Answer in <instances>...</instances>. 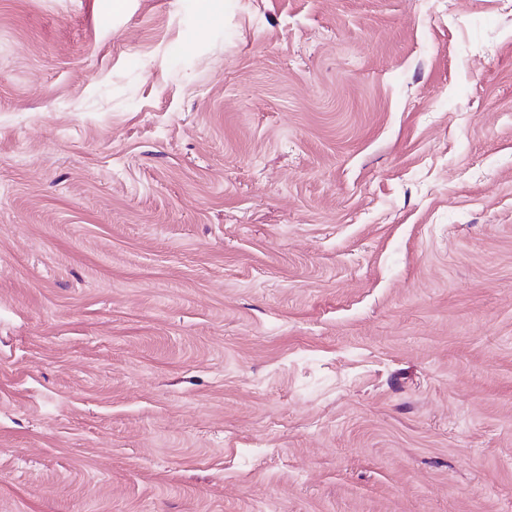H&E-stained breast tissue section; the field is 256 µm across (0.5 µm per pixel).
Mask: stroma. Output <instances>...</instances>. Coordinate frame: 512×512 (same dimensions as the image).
I'll return each instance as SVG.
<instances>
[{
    "mask_svg": "<svg viewBox=\"0 0 512 512\" xmlns=\"http://www.w3.org/2000/svg\"><path fill=\"white\" fill-rule=\"evenodd\" d=\"M0 512H512V0H0Z\"/></svg>",
    "mask_w": 512,
    "mask_h": 512,
    "instance_id": "obj_1",
    "label": "stroma"
}]
</instances>
